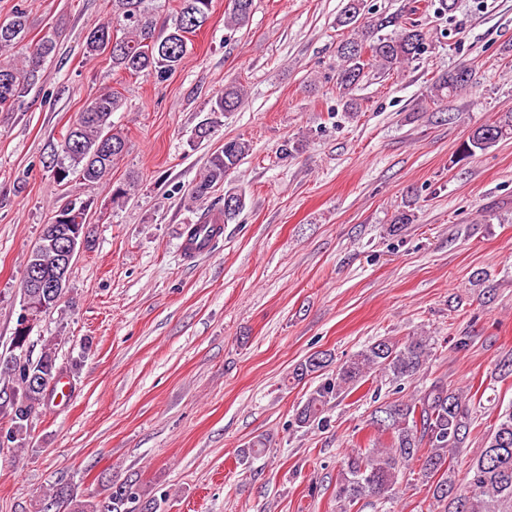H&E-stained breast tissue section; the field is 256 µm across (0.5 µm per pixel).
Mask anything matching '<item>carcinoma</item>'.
<instances>
[{
  "label": "carcinoma",
  "mask_w": 512,
  "mask_h": 512,
  "mask_svg": "<svg viewBox=\"0 0 512 512\" xmlns=\"http://www.w3.org/2000/svg\"><path fill=\"white\" fill-rule=\"evenodd\" d=\"M156 0H112V16L95 25L85 38V53L93 59L103 53L104 41L116 40L109 61L114 72L156 83L167 81L179 69L188 53L189 38L209 20L213 0H178L170 15L160 17ZM225 27L245 25L254 10V0H228ZM366 0H346L336 25L351 29L354 36L336 50V90L343 109L358 111L353 91L370 71L390 72L419 59L427 50V33L414 21L401 22L394 16L369 17ZM29 30L26 6H15L11 17L0 22V112L21 108L31 90L44 79L47 58L56 49L53 37L46 35L34 44L25 42ZM472 70L459 67L438 76L431 86L441 99L460 94L472 86ZM247 88L241 83L224 86V92L210 100L209 117L200 124L197 138L206 139L220 125V117L245 104ZM123 106L122 95L110 89L93 95L65 129L55 166V180L68 184L75 177L86 185H97L112 175V167L127 152L128 140L112 126V113ZM512 139V108L499 112L491 122L472 129L456 150L464 161L501 141ZM252 151L243 138L224 140V146L208 157L204 171L192 188L190 199L206 200L212 190L231 181L232 174ZM135 189V182L112 183V203H124ZM226 202L209 215L206 245L215 248L224 234L222 225L236 219L245 206L241 191L232 187L224 192ZM89 202L70 200L60 206L68 221L82 224ZM432 337L412 334L400 339H377L349 359L336 365L296 409L298 427L327 423L329 405L349 393L359 383L379 373L393 383L412 378L432 355ZM329 366L325 357L309 356L298 364L292 380L302 381ZM47 381L67 376L68 367L58 362L57 342L43 344L37 359L25 355L13 370L1 371L0 381L11 389V399L0 398V414L9 418V443L25 445L33 417L45 407L47 396L57 386H33L34 373ZM371 425L379 434L390 436L386 446L352 449L342 461L336 480V499L342 512L360 501L374 498L391 500L405 470L420 463L419 473L432 491V498L444 512H507L512 508V409L499 415L498 423L472 459L463 486H458L451 463L459 449L469 444L473 426L470 399L461 389L435 381L409 400H396L379 407ZM160 503L152 490L137 479L114 483L101 498H83L68 484L56 482L41 503L39 512H159Z\"/></svg>",
  "instance_id": "obj_1"
}]
</instances>
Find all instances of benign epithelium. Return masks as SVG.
I'll use <instances>...</instances> for the list:
<instances>
[{
  "label": "benign epithelium",
  "instance_id": "obj_1",
  "mask_svg": "<svg viewBox=\"0 0 512 512\" xmlns=\"http://www.w3.org/2000/svg\"><path fill=\"white\" fill-rule=\"evenodd\" d=\"M45 232L51 234L53 255L35 254L28 272L29 287L35 292L26 298L18 316V328L29 334L40 321L41 289L62 292L69 283L74 258L89 245L88 224H47Z\"/></svg>",
  "mask_w": 512,
  "mask_h": 512
}]
</instances>
